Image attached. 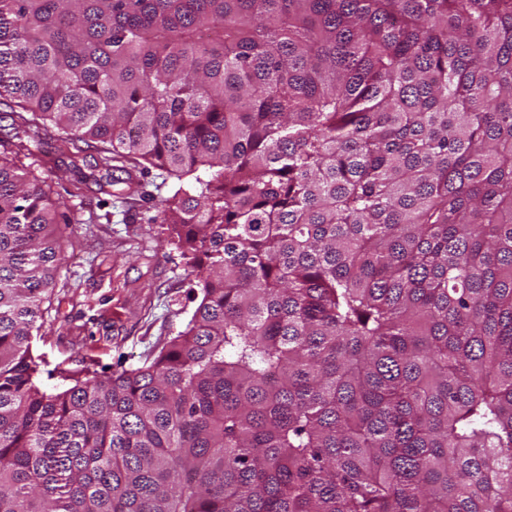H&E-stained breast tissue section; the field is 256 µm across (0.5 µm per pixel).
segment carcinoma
I'll return each instance as SVG.
<instances>
[{
    "label": "carcinoma",
    "instance_id": "1",
    "mask_svg": "<svg viewBox=\"0 0 512 512\" xmlns=\"http://www.w3.org/2000/svg\"><path fill=\"white\" fill-rule=\"evenodd\" d=\"M2 96L172 180L197 304L42 390L70 205L0 155V512H512V0H0Z\"/></svg>",
    "mask_w": 512,
    "mask_h": 512
}]
</instances>
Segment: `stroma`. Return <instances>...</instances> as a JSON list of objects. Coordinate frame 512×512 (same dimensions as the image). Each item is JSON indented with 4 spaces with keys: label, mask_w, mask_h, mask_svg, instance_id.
Masks as SVG:
<instances>
[{
    "label": "stroma",
    "mask_w": 512,
    "mask_h": 512,
    "mask_svg": "<svg viewBox=\"0 0 512 512\" xmlns=\"http://www.w3.org/2000/svg\"><path fill=\"white\" fill-rule=\"evenodd\" d=\"M38 137L40 149L18 163L46 178L54 193H68L76 221L56 228L66 261L34 349L48 367L76 372L91 362L108 375L154 355L193 308L186 261L158 213L170 189L124 159L112 171L123 190L112 192L95 181L88 161L57 151L56 128Z\"/></svg>",
    "instance_id": "stroma-1"
}]
</instances>
